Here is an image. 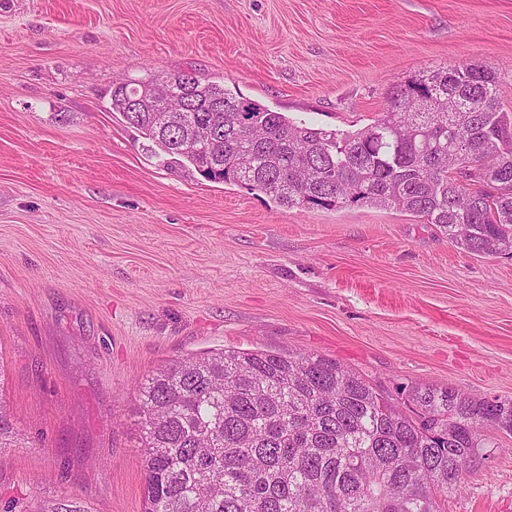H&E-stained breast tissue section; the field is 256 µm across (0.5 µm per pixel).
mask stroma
I'll list each match as a JSON object with an SVG mask.
<instances>
[{
    "label": "stroma",
    "instance_id": "stroma-1",
    "mask_svg": "<svg viewBox=\"0 0 512 512\" xmlns=\"http://www.w3.org/2000/svg\"><path fill=\"white\" fill-rule=\"evenodd\" d=\"M462 62L505 76L512 113V0H0V396L25 440L0 453V508L143 512L138 386L187 354L512 399V254L207 181L112 110L119 83L193 71L352 132L394 82ZM488 437L447 512H512V437ZM22 500V502H21ZM11 509L19 508L20 512H87L85 509H81L77 502L65 501L57 502L51 506H34L30 501H24L23 499H13L11 501Z\"/></svg>",
    "mask_w": 512,
    "mask_h": 512
}]
</instances>
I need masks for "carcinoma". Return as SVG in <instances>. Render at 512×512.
I'll return each instance as SVG.
<instances>
[{"mask_svg":"<svg viewBox=\"0 0 512 512\" xmlns=\"http://www.w3.org/2000/svg\"><path fill=\"white\" fill-rule=\"evenodd\" d=\"M154 71L112 111L205 179L287 208H396L476 256L512 253V116L501 76L473 64L413 75L384 112L337 133L204 77ZM224 110H217V106ZM0 450L21 443L3 400ZM145 512H445L512 434V401L454 387L392 397L314 353L221 350L172 360L139 385ZM20 512H87L73 501Z\"/></svg>","mask_w":512,"mask_h":512,"instance_id":"cac0c4a2","label":"carcinoma"}]
</instances>
